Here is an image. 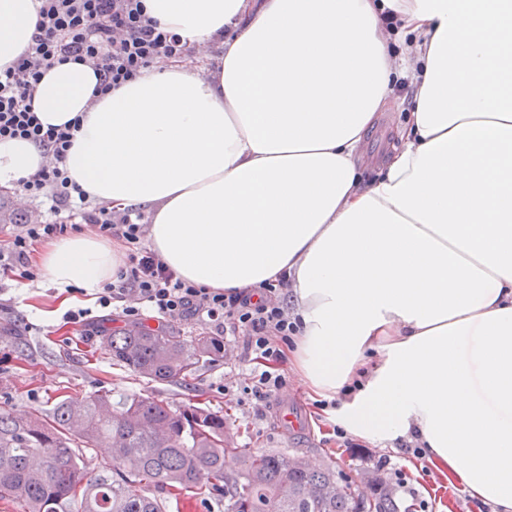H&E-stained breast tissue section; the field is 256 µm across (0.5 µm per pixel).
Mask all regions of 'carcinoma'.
<instances>
[{"label":"carcinoma","mask_w":512,"mask_h":512,"mask_svg":"<svg viewBox=\"0 0 512 512\" xmlns=\"http://www.w3.org/2000/svg\"><path fill=\"white\" fill-rule=\"evenodd\" d=\"M26 217L0 195V224ZM214 336L185 340L175 331L131 325L100 336L115 365L151 381L187 386L216 351ZM110 457L88 476L86 452ZM240 458L238 471L224 457ZM224 498V512H408L372 470L358 483L336 466H309L299 453L238 448L224 415L154 397L109 390L65 396L24 418L0 412V500L22 512H166L148 492Z\"/></svg>","instance_id":"1"}]
</instances>
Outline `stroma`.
<instances>
[{"label": "stroma", "instance_id": "35a3bbf8", "mask_svg": "<svg viewBox=\"0 0 512 512\" xmlns=\"http://www.w3.org/2000/svg\"><path fill=\"white\" fill-rule=\"evenodd\" d=\"M404 96V90H395L394 106L380 113L367 135L365 149L371 163L363 170L364 181L375 177V161L383 156L393 132L405 119ZM0 287L9 300L8 306L0 308V412L21 417L49 407L58 397L103 388L117 394L149 395L176 406L203 401L223 412L238 447L298 451L312 464L334 463L352 478L383 458L388 462L383 478L401 475L405 486L399 494L404 501L415 503L417 512H493L491 506L468 494L444 487L439 475L416 456L350 435L338 437L334 417L318 409L291 373L286 376L285 401L296 408L307 433L299 436L283 428L275 407L257 410L246 394L256 364L244 356L240 343L227 341L221 352L202 365L193 385L159 383L113 364L99 337H87L82 323L64 320L66 310L88 306L86 296L74 292L68 304H61V289L41 276L32 281L6 280ZM220 384L226 385V392H217Z\"/></svg>", "mask_w": 512, "mask_h": 512}]
</instances>
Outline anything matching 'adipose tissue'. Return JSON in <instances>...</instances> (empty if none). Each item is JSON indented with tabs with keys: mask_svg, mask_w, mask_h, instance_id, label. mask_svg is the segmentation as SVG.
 Returning <instances> with one entry per match:
<instances>
[{
	"mask_svg": "<svg viewBox=\"0 0 512 512\" xmlns=\"http://www.w3.org/2000/svg\"><path fill=\"white\" fill-rule=\"evenodd\" d=\"M218 70L171 62L96 97L93 68L51 66L43 125L80 118L64 166L89 200L147 204L150 248L227 292L287 276L288 350L308 395L382 445L512 512V0H144ZM412 40L392 49L385 12ZM34 0H0V69ZM413 92L364 182L365 141L399 70ZM47 154L0 140V188ZM52 284L93 291L123 257L86 234L42 246Z\"/></svg>",
	"mask_w": 512,
	"mask_h": 512,
	"instance_id": "1",
	"label": "adipose tissue"
}]
</instances>
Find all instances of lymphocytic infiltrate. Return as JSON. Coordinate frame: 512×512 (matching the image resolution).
I'll use <instances>...</instances> for the list:
<instances>
[{
    "mask_svg": "<svg viewBox=\"0 0 512 512\" xmlns=\"http://www.w3.org/2000/svg\"><path fill=\"white\" fill-rule=\"evenodd\" d=\"M194 52V46L146 16L143 0H37L31 47L0 70V139L29 140L50 155V163L22 179L21 188L26 197L49 199L55 218L17 225L7 249L0 250V273L32 278V246L72 233L73 219H81L99 236L119 240L126 248L115 279L95 292L97 306L122 303L123 316L131 320L140 319L146 309L161 319L197 318L214 335L241 338L244 353L261 366L251 378L250 394L263 406L286 384L277 367L299 328L280 299L286 280L227 294L181 279L145 246L148 226L142 212L90 204L72 181L64 159L79 119L46 127L32 105L34 86L45 69L60 61L85 63L98 71L101 82L94 91L99 94L156 64L186 59Z\"/></svg>",
    "mask_w": 512,
    "mask_h": 512,
    "instance_id": "f902f5d3",
    "label": "lymphocytic infiltrate"
}]
</instances>
